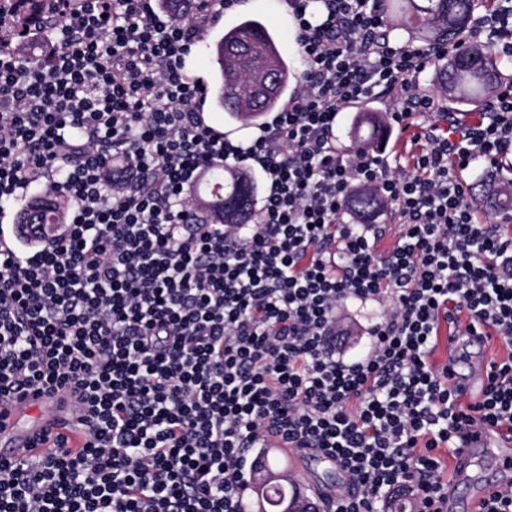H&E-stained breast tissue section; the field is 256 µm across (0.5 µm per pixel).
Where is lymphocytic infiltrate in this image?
<instances>
[{"label":"lymphocytic infiltrate","instance_id":"lymphocytic-infiltrate-1","mask_svg":"<svg viewBox=\"0 0 512 512\" xmlns=\"http://www.w3.org/2000/svg\"><path fill=\"white\" fill-rule=\"evenodd\" d=\"M249 0H41L48 52H29L0 0V200L35 182L73 206L37 250L0 251V405L71 390L85 441L0 459V512H240L253 449L334 459L329 512H381L394 495L442 512L470 434H512V234L484 220L468 169L512 167V82L460 121L420 82L453 43H396L377 0H280L300 81L271 120L231 138L187 67L205 26ZM465 36L512 56V0ZM392 107L409 144L340 152L344 107ZM260 178L245 224H213L190 188L205 164ZM375 192L400 227L343 219ZM382 309L366 351L336 349L338 305ZM489 332L481 397L433 362L440 334Z\"/></svg>","mask_w":512,"mask_h":512}]
</instances>
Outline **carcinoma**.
Returning <instances> with one entry per match:
<instances>
[{"mask_svg":"<svg viewBox=\"0 0 512 512\" xmlns=\"http://www.w3.org/2000/svg\"><path fill=\"white\" fill-rule=\"evenodd\" d=\"M383 10L398 16L412 39L420 42L450 40L460 37L466 30L480 0H380ZM273 37L258 20L245 16L235 25L224 30L214 41L215 74L209 84L211 105L227 114L230 121L260 120L266 113L276 110L280 101L290 93V83L295 79L293 66L286 59H279L276 92L249 110L243 102L252 99L255 70L267 58L268 46ZM508 63L497 56L490 45L470 44L456 55L438 63L437 89L455 103L478 106L483 98L494 92L503 79L502 70ZM381 128L376 110L365 107L357 110L352 118L350 136L359 141L363 132ZM211 179L223 182V195L207 206L213 215H219L224 224L248 222L257 202V184L248 174L229 166L217 168ZM486 198L493 208L512 207V194L487 186ZM32 208L40 224H60L68 200L61 196L53 207L33 199ZM377 206L371 192H357L350 201V209L367 214ZM267 480L260 496L245 505L255 512H282L295 497L297 484L288 482L279 469L278 460L266 450L260 456Z\"/></svg>","mask_w":512,"mask_h":512,"instance_id":"1","label":"carcinoma"}]
</instances>
